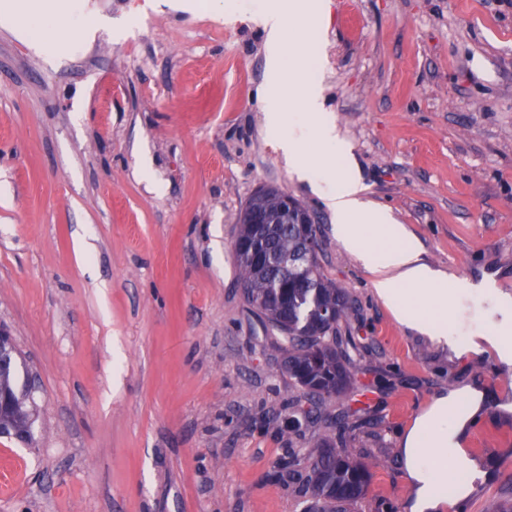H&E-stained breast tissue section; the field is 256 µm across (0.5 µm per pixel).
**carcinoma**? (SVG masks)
I'll return each mask as SVG.
<instances>
[{
	"label": "carcinoma",
	"instance_id": "obj_1",
	"mask_svg": "<svg viewBox=\"0 0 512 512\" xmlns=\"http://www.w3.org/2000/svg\"><path fill=\"white\" fill-rule=\"evenodd\" d=\"M283 191L261 188L242 212L237 235L248 233L247 210L273 211ZM306 229L301 224H275L272 227L271 249L276 255H297L301 252ZM240 279L248 283L246 299L253 307L258 300L272 305L261 314L276 332L277 348L284 354L283 368L300 388L301 395L311 403L304 421L312 420L317 404L341 397L350 387L356 364L350 353L336 342V324L351 309L348 294L326 278L315 266V272L303 288L278 287L275 277L237 259ZM333 318H327L328 311ZM9 383L21 398L20 426L35 417V402L24 385L15 380ZM311 474L307 475L304 512H352L364 498L369 482L367 468L354 459L346 448L336 447V438L328 434L316 453L309 456Z\"/></svg>",
	"mask_w": 512,
	"mask_h": 512
}]
</instances>
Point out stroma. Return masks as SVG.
Listing matches in <instances>:
<instances>
[{"instance_id": "stroma-1", "label": "stroma", "mask_w": 512, "mask_h": 512, "mask_svg": "<svg viewBox=\"0 0 512 512\" xmlns=\"http://www.w3.org/2000/svg\"><path fill=\"white\" fill-rule=\"evenodd\" d=\"M196 2L83 0L106 26L61 24L54 56L0 18V328L38 411L32 444L0 437V468L21 465L0 512H301L289 463L307 471L334 424L371 474L357 512H410L398 435L466 385L488 397L463 442L486 477L444 512L512 503V364L393 317L265 128L254 0ZM292 50L318 56L364 200L433 268L512 295V0H331ZM263 186L317 214L320 267L353 301L354 386L297 431L271 420L298 390L232 247Z\"/></svg>"}]
</instances>
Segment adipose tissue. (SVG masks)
Masks as SVG:
<instances>
[{"instance_id": "ef3b65f1", "label": "adipose tissue", "mask_w": 512, "mask_h": 512, "mask_svg": "<svg viewBox=\"0 0 512 512\" xmlns=\"http://www.w3.org/2000/svg\"><path fill=\"white\" fill-rule=\"evenodd\" d=\"M27 16L29 36L42 48L56 45V26L68 17L77 32L92 31L80 0H0V16ZM255 16L264 32L266 129L299 178L321 191L336 221L342 246L375 273L377 295L395 319L418 332L451 344L457 327L448 318L449 296L479 291L485 301L476 334L501 361L512 363V297L500 294L491 280L460 281L449 289L447 273L424 263L405 225L390 212L363 201V186L351 150L327 115L323 86L309 57L289 53L288 44L321 29L328 19L327 0H257ZM319 145L336 163L310 158L304 141ZM484 403L483 392L455 389L435 399L407 429L400 454L411 482V512H437L447 501L448 473L472 470L462 438Z\"/></svg>"}]
</instances>
